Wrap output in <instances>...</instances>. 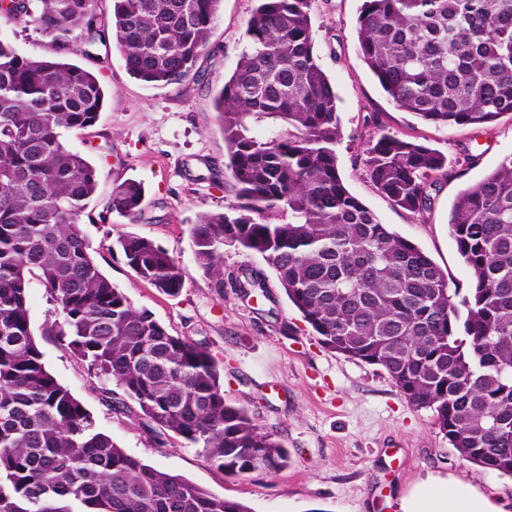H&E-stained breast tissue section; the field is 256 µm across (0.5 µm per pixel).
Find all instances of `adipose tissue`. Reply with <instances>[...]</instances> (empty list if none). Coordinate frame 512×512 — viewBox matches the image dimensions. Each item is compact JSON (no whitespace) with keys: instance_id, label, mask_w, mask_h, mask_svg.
Wrapping results in <instances>:
<instances>
[{"instance_id":"obj_1","label":"adipose tissue","mask_w":512,"mask_h":512,"mask_svg":"<svg viewBox=\"0 0 512 512\" xmlns=\"http://www.w3.org/2000/svg\"><path fill=\"white\" fill-rule=\"evenodd\" d=\"M404 512H500V509L467 486L459 484L450 491L441 484L427 482L406 499Z\"/></svg>"}]
</instances>
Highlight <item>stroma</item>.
I'll list each match as a JSON object with an SVG mask.
<instances>
[{"label": "stroma", "mask_w": 512, "mask_h": 512, "mask_svg": "<svg viewBox=\"0 0 512 512\" xmlns=\"http://www.w3.org/2000/svg\"><path fill=\"white\" fill-rule=\"evenodd\" d=\"M362 0H314L315 49L338 96L342 140L340 175L364 205L409 239L445 272L450 288L467 291L471 275L449 234L447 219L458 192L512 154V112L490 126L444 127L395 106L359 55L357 17ZM256 0H220L197 80L149 86L131 76L116 47L103 61L74 50L66 59L97 73L105 103L94 126L65 132L70 148L98 169L95 200L82 217L99 268L137 306L149 309L171 334L202 343L224 365V394L247 408L291 454L288 468L243 477L226 475L200 449L176 436H157L153 424L119 408L120 386L91 377L85 362L49 332L58 313L39 281L29 307L34 338L47 370L77 397L99 429L128 454L182 476L252 512H403L421 483H464L512 512V478L463 460L449 445L431 411L411 406L386 372L323 347L291 305L265 260L233 247L224 250V285L196 266L189 227L200 214L225 211L233 194L225 179L226 145L214 95L237 66L243 34ZM0 39L17 53L47 57L53 50L35 29L0 18ZM406 136L448 158V172L423 213L395 206L371 182L362 151L378 129ZM144 186L137 223L100 222L117 184ZM131 233L161 245L185 267L182 291L169 296L141 280L114 248ZM262 272L266 296H245L242 270Z\"/></svg>", "instance_id": "1"}]
</instances>
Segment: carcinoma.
Listing matches in <instances>:
<instances>
[{"label": "carcinoma", "mask_w": 512, "mask_h": 512, "mask_svg": "<svg viewBox=\"0 0 512 512\" xmlns=\"http://www.w3.org/2000/svg\"><path fill=\"white\" fill-rule=\"evenodd\" d=\"M220 0H13L0 15L33 24L53 57L0 40V512H251L117 447L46 369L31 330L32 278L61 319L49 332L134 401L158 435L202 449L230 476L277 473L288 450L224 396L208 348L171 334L95 262L82 216L97 169L67 129L93 126L105 93L62 59L113 44L152 86L198 73ZM235 70L214 98L234 194L200 215L196 264L224 287V247L262 256L327 349L381 367L407 401L432 411L460 457L512 477V154L457 196L448 219L472 287L391 231L338 168L336 93L317 62L312 0H256ZM360 56L399 108L439 126L488 125L512 112V0H363ZM268 122L258 133L249 122ZM365 165L395 205L421 213L447 158L378 130ZM144 187L112 188L99 214L131 221ZM115 246L142 280L178 295L189 272L154 241Z\"/></svg>", "instance_id": "1"}]
</instances>
